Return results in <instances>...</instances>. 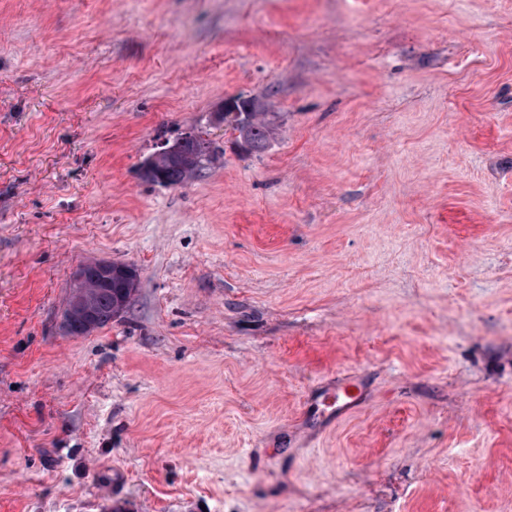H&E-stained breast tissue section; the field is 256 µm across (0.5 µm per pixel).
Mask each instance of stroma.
<instances>
[{
	"label": "stroma",
	"instance_id": "35a3bbf8",
	"mask_svg": "<svg viewBox=\"0 0 512 512\" xmlns=\"http://www.w3.org/2000/svg\"><path fill=\"white\" fill-rule=\"evenodd\" d=\"M116 507L512 512V0H0V512ZM253 102L254 100L252 99L237 98L236 109L239 111L237 112L233 109L235 101L230 99L224 103V108L221 112L216 113V119L220 123H223L224 112H227V117L232 115L234 131H240L238 123L241 120H248L247 137L251 143L250 151L258 152L263 150L266 146L270 122L266 118L267 112H259L257 109L253 108ZM233 113L235 114L233 115ZM179 142L180 141H176L172 144H163L159 150L145 161L143 171L154 176L157 169L161 168L165 186L181 185L189 178L202 171L205 165H198L194 160L203 145H206V148L209 149L211 144L209 142L207 144V141L200 135H196L195 138L184 139L181 145L184 162H170L164 163L163 167L160 166L162 162L174 161L180 158ZM120 269L130 277H138L137 270L129 264L108 260H92L81 264L73 275V285L67 317L72 319L68 325V333L72 336H86L87 327L80 313L90 320L92 303L79 288H84L85 281L94 275L102 284L93 280L87 284L88 294L93 302L96 330L112 323L114 312L131 305L138 290L139 281L113 277L112 270ZM75 314V315H74ZM340 395L343 396V402L337 408L342 413H348L357 408L363 399V391L350 377H343L341 379V384L336 391V403Z\"/></svg>",
	"mask_w": 512,
	"mask_h": 512
}]
</instances>
